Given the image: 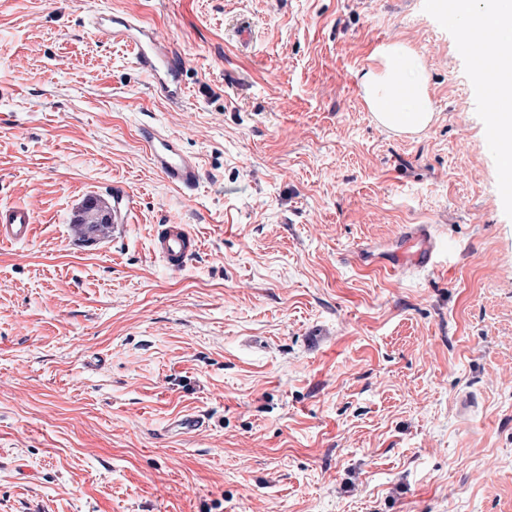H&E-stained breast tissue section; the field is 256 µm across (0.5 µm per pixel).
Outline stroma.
<instances>
[{"instance_id":"obj_1","label":"stroma","mask_w":512,"mask_h":512,"mask_svg":"<svg viewBox=\"0 0 512 512\" xmlns=\"http://www.w3.org/2000/svg\"><path fill=\"white\" fill-rule=\"evenodd\" d=\"M433 3L0 0V202L35 215L0 245V512H512V200ZM101 9L179 50L181 105ZM394 42L426 72L415 137L354 80ZM88 196L115 207L91 245ZM173 222L202 241L178 273L150 251ZM423 225L443 266L392 273ZM140 137L150 152L153 168L165 182L179 189H193L201 180V169L195 157L187 154L177 136L157 126H143Z\"/></svg>"}]
</instances>
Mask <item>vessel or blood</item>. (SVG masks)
I'll return each mask as SVG.
<instances>
[{
	"label": "vessel or blood",
	"instance_id": "vessel-or-blood-1",
	"mask_svg": "<svg viewBox=\"0 0 512 512\" xmlns=\"http://www.w3.org/2000/svg\"><path fill=\"white\" fill-rule=\"evenodd\" d=\"M93 27L113 43L130 50L138 67L147 73L157 92L170 103H181L186 94L180 56L170 42L160 38L154 27L136 16L100 12ZM140 137L150 152L154 169L165 182L179 189L195 188L201 180V169L195 157L187 154L179 138L155 126H144ZM34 232V213L24 205L0 204V244H20L30 240ZM152 251L165 267L181 271L201 249L200 240L185 224H158L152 233ZM438 252L430 234H423L421 247L401 257L396 267H436Z\"/></svg>",
	"mask_w": 512,
	"mask_h": 512
}]
</instances>
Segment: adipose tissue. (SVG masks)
I'll return each mask as SVG.
<instances>
[{"mask_svg":"<svg viewBox=\"0 0 512 512\" xmlns=\"http://www.w3.org/2000/svg\"><path fill=\"white\" fill-rule=\"evenodd\" d=\"M459 18L489 35L482 55L495 78V91L512 101V0H454ZM355 79L377 125L398 134H418L433 121L425 68L399 43L377 47Z\"/></svg>","mask_w":512,"mask_h":512,"instance_id":"adipose-tissue-1","label":"adipose tissue"}]
</instances>
